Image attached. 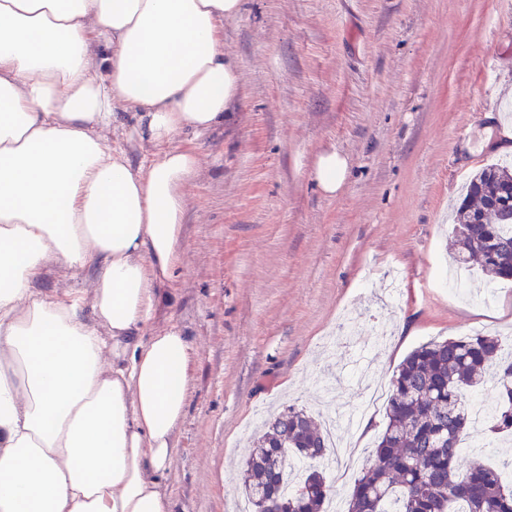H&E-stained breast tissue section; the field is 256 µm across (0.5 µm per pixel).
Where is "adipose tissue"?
Listing matches in <instances>:
<instances>
[{"mask_svg": "<svg viewBox=\"0 0 512 512\" xmlns=\"http://www.w3.org/2000/svg\"><path fill=\"white\" fill-rule=\"evenodd\" d=\"M243 0H0V512H173L162 482L193 347L143 331L181 263L194 150L239 92L222 24ZM133 110V167L104 133ZM94 267L49 295V263Z\"/></svg>", "mask_w": 512, "mask_h": 512, "instance_id": "adipose-tissue-1", "label": "adipose tissue"}]
</instances>
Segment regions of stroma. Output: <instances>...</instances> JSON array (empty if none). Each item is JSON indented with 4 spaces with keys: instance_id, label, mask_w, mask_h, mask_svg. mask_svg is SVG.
Returning <instances> with one entry per match:
<instances>
[{
    "instance_id": "obj_1",
    "label": "stroma",
    "mask_w": 512,
    "mask_h": 512,
    "mask_svg": "<svg viewBox=\"0 0 512 512\" xmlns=\"http://www.w3.org/2000/svg\"><path fill=\"white\" fill-rule=\"evenodd\" d=\"M240 90L224 122L180 130L193 149L182 263L152 335L194 348L186 416L165 475L176 512H238L241 462L264 411L366 397L327 482L338 512L382 430L388 383L418 344L474 333L512 351V281L440 286L449 218L470 177L512 163V16L498 0H243L224 21ZM133 165L154 148L120 111L108 135ZM346 157L323 194L317 157ZM397 295H389L391 272Z\"/></svg>"
}]
</instances>
